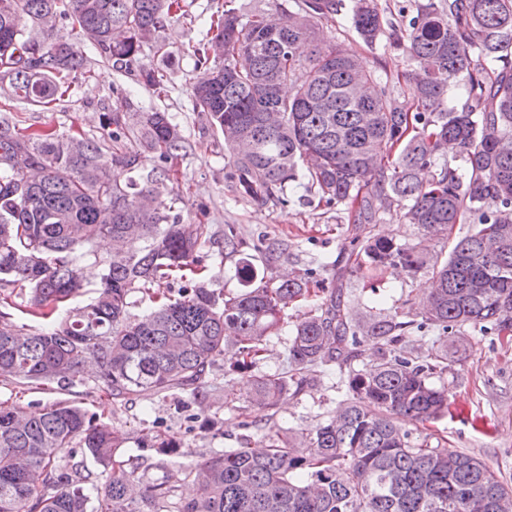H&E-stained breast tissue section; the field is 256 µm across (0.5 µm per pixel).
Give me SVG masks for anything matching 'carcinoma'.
<instances>
[{
	"label": "carcinoma",
	"instance_id": "carcinoma-1",
	"mask_svg": "<svg viewBox=\"0 0 512 512\" xmlns=\"http://www.w3.org/2000/svg\"><path fill=\"white\" fill-rule=\"evenodd\" d=\"M0 0V92L31 106L64 98L70 76H92L96 60L158 98L170 93L165 68L142 63L144 48L161 61L172 52L165 24L189 16L184 0ZM342 0H301L276 17L243 16L232 7L201 19L206 34L185 48L211 78L192 87V109L206 116L229 153L231 191L253 204L289 202L288 188L353 209L358 233L344 247L348 263L336 289L294 325L289 374L255 371L269 337L310 295V273L273 285L258 281L252 258L215 274L239 290L219 298L197 252L206 225L186 233L181 211L160 208L169 167L186 149L168 112H145L134 144L111 131L113 145L80 133L32 131L0 112V288L25 283L23 333L0 310V376L48 390L75 384L97 367L101 392L146 399L166 391L210 399L205 378L226 356L228 371L252 378V404L266 412L299 394L316 369L335 366L344 390L333 415L307 433L264 426L205 461L127 495L134 462L147 451L170 456L179 439L161 433L125 457V435L86 407L56 402L39 414L0 403V512H512V486L479 458L413 441L407 425L448 412V391L430 383L448 368V335L465 326L512 328V0H442L420 7L396 44L410 62L408 101L336 45L317 42L318 20ZM79 32L75 43L57 23ZM351 26L370 46L382 30L375 0H353ZM311 46L306 58L300 44ZM467 77L470 103L448 107L454 80ZM453 146L463 171L437 158ZM153 159L151 168L144 161ZM136 172L125 185L112 165ZM393 207L427 233L448 232L465 216L475 233L451 242L447 256L425 241L402 245L365 223ZM242 245L224 229V254ZM112 249L98 287L86 289L81 261ZM400 265L432 275L419 305L420 328L441 333L425 356L406 350L410 313L355 318L338 290L365 269ZM183 282L177 295L158 291ZM142 290L152 309L128 312ZM92 293L83 304L79 297ZM373 360L355 368L359 347ZM66 463L58 462L62 452ZM104 481L85 472L82 456ZM192 493L175 497L176 487Z\"/></svg>",
	"mask_w": 512,
	"mask_h": 512
}]
</instances>
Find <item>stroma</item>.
Returning <instances> with one entry per match:
<instances>
[{
	"label": "stroma",
	"mask_w": 512,
	"mask_h": 512,
	"mask_svg": "<svg viewBox=\"0 0 512 512\" xmlns=\"http://www.w3.org/2000/svg\"><path fill=\"white\" fill-rule=\"evenodd\" d=\"M426 2L377 0L384 30L371 46L350 30L343 10L321 19L316 32L326 43L339 45L358 56L368 70L386 83L394 97L404 100L409 96L405 77L408 66L391 43L402 36L409 19ZM203 33L204 28L198 23L168 22L164 35L173 53L168 97L156 98L136 84L134 76L97 63L92 78L73 75L68 96L50 107L28 106L1 97L0 109L10 107L18 111L24 125L35 130L59 134L77 131L100 139L107 135L105 122L110 114H119L132 136L140 127L141 113L152 109L171 113L184 129L187 149L173 167L170 190L162 194L161 201L170 205L172 192H179L183 198L179 208L184 226L198 222L207 225L210 240L200 251L203 265L210 267L217 261L224 248V227L233 224L239 227L248 244L268 247L272 258L266 278L308 270L324 290H331L336 284L339 251L356 233L350 213L344 205H329L308 197L301 185L290 191V201L285 205H254L234 198L225 180L228 160L224 156V140L208 126L204 116L192 110L191 87L200 81L201 73L194 69L190 57L183 55L182 48L201 39ZM375 229L401 244L426 240L433 252L444 253L449 238L472 234L476 226L467 222L455 225L448 235H427L417 225L404 223L400 210L395 208L377 215ZM430 286L427 274L412 275L402 268L388 267L347 277L344 295L351 300L355 314L362 317L380 309L414 310ZM319 302V297L313 295L288 310L286 323L267 342L258 371L282 370L294 324ZM459 340L464 351L449 356L447 370L432 379L435 386L448 390V414L428 425L412 426V437L470 452L512 485V331L482 332L469 327ZM209 384L211 397L202 405L185 392L156 395L147 401H120L98 391L93 372L88 369L82 382L64 391L0 379V401L28 412L41 411L56 401L89 407L126 434V452L132 456L138 455L139 443L157 431L168 429L177 433L181 439L180 455L152 456L136 473L133 492L138 495L148 484L164 480L179 468L240 447L245 433L242 421L263 419V412L249 403L251 390L246 379L225 375L223 368L217 367L209 376ZM228 391L235 395L230 404L224 401ZM341 398L331 379L318 377L299 395L283 399L273 420L280 428L299 432L327 420Z\"/></svg>",
	"instance_id": "1"
}]
</instances>
